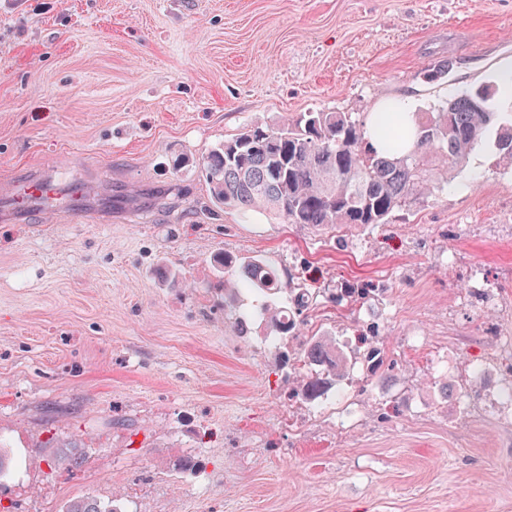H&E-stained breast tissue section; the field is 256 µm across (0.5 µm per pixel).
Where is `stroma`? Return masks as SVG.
Masks as SVG:
<instances>
[{"mask_svg":"<svg viewBox=\"0 0 512 512\" xmlns=\"http://www.w3.org/2000/svg\"><path fill=\"white\" fill-rule=\"evenodd\" d=\"M507 38L512 0H0V186L86 197L77 221L0 220V443L22 460L0 512H512V168L491 142L361 230L211 213L173 165L257 116L428 110L491 79ZM227 252L375 289L301 331L370 332L395 368L293 398L261 325L224 316Z\"/></svg>","mask_w":512,"mask_h":512,"instance_id":"35a3bbf8","label":"stroma"}]
</instances>
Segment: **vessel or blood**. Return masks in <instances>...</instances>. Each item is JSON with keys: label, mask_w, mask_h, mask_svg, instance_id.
Masks as SVG:
<instances>
[{"label": "vessel or blood", "mask_w": 512, "mask_h": 512, "mask_svg": "<svg viewBox=\"0 0 512 512\" xmlns=\"http://www.w3.org/2000/svg\"><path fill=\"white\" fill-rule=\"evenodd\" d=\"M73 197V191L54 188L50 178L34 175L0 191V216H26L37 212L51 222L66 210L75 218L79 212L73 206Z\"/></svg>", "instance_id": "b4317fda"}]
</instances>
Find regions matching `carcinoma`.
I'll return each mask as SVG.
<instances>
[{"instance_id": "obj_1", "label": "carcinoma", "mask_w": 512, "mask_h": 512, "mask_svg": "<svg viewBox=\"0 0 512 512\" xmlns=\"http://www.w3.org/2000/svg\"><path fill=\"white\" fill-rule=\"evenodd\" d=\"M498 96L494 79L433 112L414 113L417 140L408 151L406 127L399 120L384 128L385 152L377 153L368 145L367 121L345 112H300L274 123L258 117L203 158L210 203L221 211L280 215L289 224L313 227L387 224L396 211L435 190L426 175L432 158L448 172L457 171L491 132L498 163L512 167V113L495 110ZM214 263L224 274V310L234 308L243 288L264 293L271 302L262 305L260 319L272 341L283 346L298 335L300 317L320 296L265 259L226 253ZM367 295V289L340 288L329 301L355 305ZM354 341L351 347L331 336L309 337L294 352L306 372L292 377L293 394L310 403L324 396L348 376L351 348L362 353L368 369L383 365L373 337L359 332ZM62 512L122 510L87 497L69 501Z\"/></svg>"}]
</instances>
